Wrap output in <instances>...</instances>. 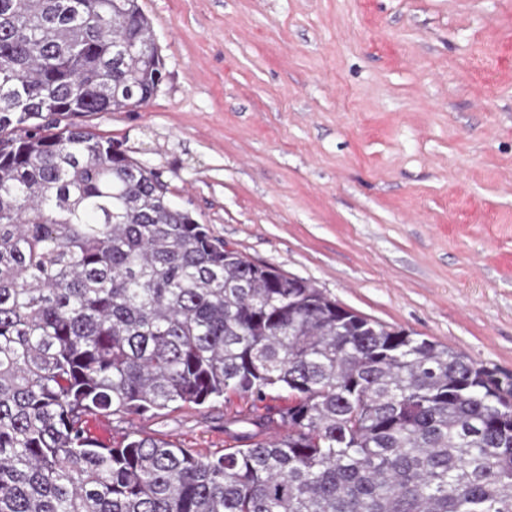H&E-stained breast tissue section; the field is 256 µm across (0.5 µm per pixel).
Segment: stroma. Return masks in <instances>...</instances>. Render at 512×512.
Masks as SVG:
<instances>
[{
    "mask_svg": "<svg viewBox=\"0 0 512 512\" xmlns=\"http://www.w3.org/2000/svg\"><path fill=\"white\" fill-rule=\"evenodd\" d=\"M164 63L79 117L257 264L512 375V0H140ZM231 396L90 416L224 450Z\"/></svg>",
    "mask_w": 512,
    "mask_h": 512,
    "instance_id": "stroma-1",
    "label": "stroma"
}]
</instances>
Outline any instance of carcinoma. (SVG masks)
<instances>
[{"label": "carcinoma", "mask_w": 512, "mask_h": 512, "mask_svg": "<svg viewBox=\"0 0 512 512\" xmlns=\"http://www.w3.org/2000/svg\"><path fill=\"white\" fill-rule=\"evenodd\" d=\"M139 0H0V512H512V376L342 310L69 122L148 105ZM222 454L90 414L231 395Z\"/></svg>", "instance_id": "1"}]
</instances>
